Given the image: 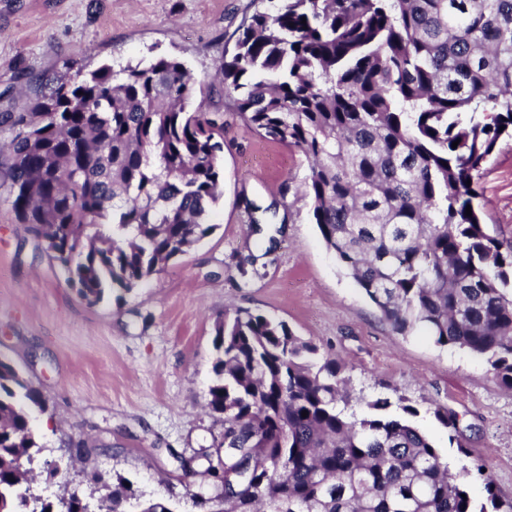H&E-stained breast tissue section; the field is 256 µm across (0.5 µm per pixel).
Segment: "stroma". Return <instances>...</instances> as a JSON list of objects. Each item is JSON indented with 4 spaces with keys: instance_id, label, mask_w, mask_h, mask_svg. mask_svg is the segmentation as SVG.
<instances>
[{
    "instance_id": "35a3bbf8",
    "label": "stroma",
    "mask_w": 512,
    "mask_h": 512,
    "mask_svg": "<svg viewBox=\"0 0 512 512\" xmlns=\"http://www.w3.org/2000/svg\"><path fill=\"white\" fill-rule=\"evenodd\" d=\"M265 0H0V112L27 103L78 67H115L157 54L180 59L196 101L223 107L214 74L238 30ZM224 180L216 231L123 300L87 305L18 220L0 186V359L47 399L38 441L82 451L66 478L39 473L35 489L91 494L90 476L117 472L145 497L197 512L192 494L224 434L207 406L214 324L226 311L272 315L337 359L354 410L366 400L409 399L419 429L465 477L476 502L491 473L512 499V391L482 359L436 346L424 332L400 335L339 267L302 196L309 173L295 149L236 119L224 126ZM478 192L491 234L512 241V141L486 165ZM455 414L464 448L448 442L434 408Z\"/></svg>"
}]
</instances>
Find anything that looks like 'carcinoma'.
Returning <instances> with one entry per match:
<instances>
[{
  "label": "carcinoma",
  "mask_w": 512,
  "mask_h": 512,
  "mask_svg": "<svg viewBox=\"0 0 512 512\" xmlns=\"http://www.w3.org/2000/svg\"><path fill=\"white\" fill-rule=\"evenodd\" d=\"M219 78L232 114L310 161L313 223L391 328L483 358L512 390V245L487 233L476 189L512 140V0H278L242 24ZM194 95L185 65L160 56L79 69L30 111L0 113L12 207L87 304L123 299L215 228L224 112L188 110ZM214 347L224 468L206 470L200 506L512 512L480 467L474 501L407 399L349 408L339 364L285 322L238 308ZM46 409L0 360V512H177L121 476L94 503L19 495L34 468L18 460L47 451L31 427ZM434 416L458 440L456 418Z\"/></svg>",
  "instance_id": "obj_1"
}]
</instances>
